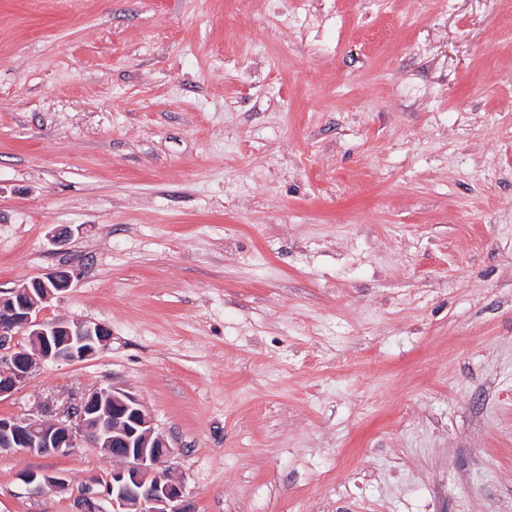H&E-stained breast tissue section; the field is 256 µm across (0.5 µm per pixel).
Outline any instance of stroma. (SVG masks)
Masks as SVG:
<instances>
[{
    "instance_id": "1",
    "label": "stroma",
    "mask_w": 512,
    "mask_h": 512,
    "mask_svg": "<svg viewBox=\"0 0 512 512\" xmlns=\"http://www.w3.org/2000/svg\"><path fill=\"white\" fill-rule=\"evenodd\" d=\"M53 268L111 336L0 416L129 390L194 512H512V0H0V290Z\"/></svg>"
}]
</instances>
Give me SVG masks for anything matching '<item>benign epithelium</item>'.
<instances>
[{"mask_svg": "<svg viewBox=\"0 0 512 512\" xmlns=\"http://www.w3.org/2000/svg\"><path fill=\"white\" fill-rule=\"evenodd\" d=\"M72 281V273L57 268L18 289L1 290L0 344L26 332L44 361L75 363L94 357L108 337L104 326L82 320L46 323L40 318L41 305L67 291ZM34 367V357L21 348L0 357V397L26 382ZM83 442L122 462L97 501L82 503L83 512H194L183 485L170 473L173 448L155 431L138 396L128 390L98 387L50 422L0 417V449L59 455ZM20 479L37 493L67 487L64 479L42 471H24Z\"/></svg>", "mask_w": 512, "mask_h": 512, "instance_id": "benign-epithelium-1", "label": "benign epithelium"}]
</instances>
